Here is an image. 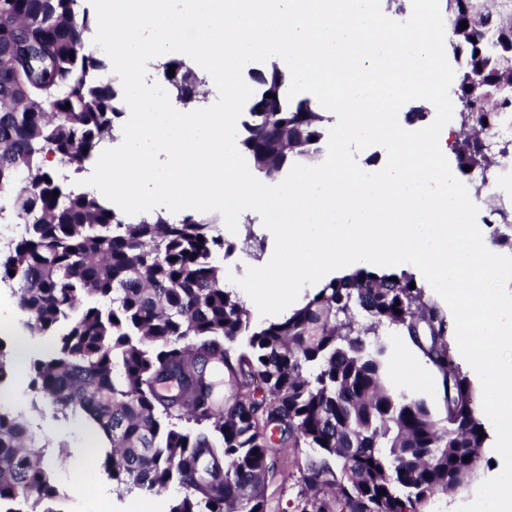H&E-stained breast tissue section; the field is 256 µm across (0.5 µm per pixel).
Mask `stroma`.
Instances as JSON below:
<instances>
[{
  "label": "stroma",
  "mask_w": 512,
  "mask_h": 512,
  "mask_svg": "<svg viewBox=\"0 0 512 512\" xmlns=\"http://www.w3.org/2000/svg\"><path fill=\"white\" fill-rule=\"evenodd\" d=\"M391 361L406 360L415 368L413 376L396 380L395 385L418 397L424 398L432 410L441 407V385L436 370L404 337L387 333ZM28 362L13 364L0 383V395L7 397L13 411L22 414L30 431L39 440L52 441L48 454L55 485L61 495L63 512H132L134 505L128 496L111 493L102 495L99 487L109 478L102 466L105 458L104 438L95 432L91 421L84 417L64 419L57 416L53 407L36 400L29 388ZM306 448L279 449L276 458L281 469L288 474L287 482H274L268 487L269 512H299L300 492L303 488L302 470ZM82 463L86 490L74 495L70 472L75 463Z\"/></svg>",
  "instance_id": "1"
}]
</instances>
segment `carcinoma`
Segmentation results:
<instances>
[{
  "mask_svg": "<svg viewBox=\"0 0 512 512\" xmlns=\"http://www.w3.org/2000/svg\"><path fill=\"white\" fill-rule=\"evenodd\" d=\"M444 2L458 65L450 149L479 199L498 161L512 159V0ZM92 38L87 2L0 0V224L25 225L0 243V283L27 314L23 333L51 337L30 362L31 389L93 422L118 488L176 490L168 512H267L276 449L286 447L311 449L301 512H432L468 486L485 443L475 389L451 359L447 314L412 274L356 269L253 327L211 264L236 249L218 217L149 211L129 222L45 166L51 154L79 171L122 134V86L101 80L107 64ZM169 64L176 99L199 101L206 77ZM254 81L241 139L254 168L273 180L317 163L325 117L287 98L276 66ZM491 215L484 223L512 228V199ZM386 330L439 374L441 414L388 382ZM220 372L234 389L222 399ZM44 456L22 416L0 404V512H63L51 506L60 494Z\"/></svg>",
  "mask_w": 512,
  "mask_h": 512,
  "instance_id": "obj_1",
  "label": "carcinoma"
}]
</instances>
